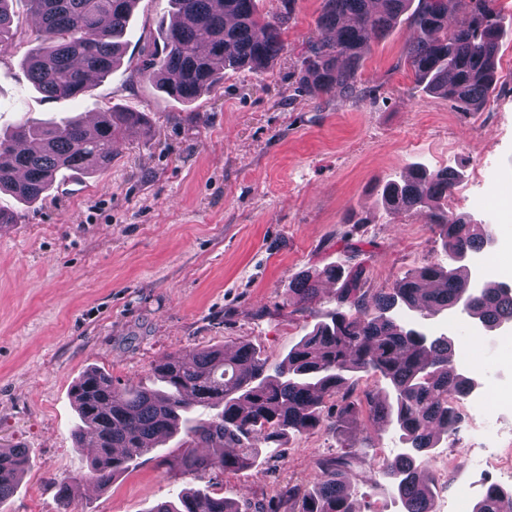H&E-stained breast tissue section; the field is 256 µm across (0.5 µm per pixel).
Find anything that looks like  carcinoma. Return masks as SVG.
<instances>
[{
  "instance_id": "1",
  "label": "carcinoma",
  "mask_w": 512,
  "mask_h": 512,
  "mask_svg": "<svg viewBox=\"0 0 512 512\" xmlns=\"http://www.w3.org/2000/svg\"><path fill=\"white\" fill-rule=\"evenodd\" d=\"M13 0H0V51L36 42L26 55L28 77L46 98H77L107 77L120 62L121 41L138 0H24L35 19L34 36L14 25ZM296 0H281L278 12L256 15L255 0H170L176 23L162 42L144 48L148 77L168 96L192 102L210 90L226 69L262 70L285 49L283 33ZM497 0H324L318 27L332 38H312L300 62L303 86L313 98L338 91L357 96L359 71L371 40L403 15L417 32L404 62L430 94L447 97L469 111L480 110L496 82L501 41ZM138 112L108 109L91 125L79 119L43 125L27 121L7 139L0 137V190L17 200L45 197L59 171L88 173L112 165L114 142L140 122ZM22 172L21 179L15 173ZM460 180L453 168L416 165L408 178L382 188L387 212L416 211L435 227L448 263L440 261L406 273L389 291L370 292L361 268L327 267L324 277L341 283L336 308L320 320L281 361L272 363L251 345L234 355L212 348L171 357L153 367L165 390L112 385L97 369L73 386L81 425L76 444L94 437L91 478L101 487L152 453L158 439L182 432L187 443L210 449L175 456L169 467L198 476L213 469L238 472L258 462L264 446L292 432L314 430L329 421L326 401L339 395L347 376L373 372L386 380L388 396L364 391L341 398L332 425L341 430L358 419H388L405 448L384 462L378 474L400 501L402 512H434L428 482L418 464L457 429L465 400L482 387L476 370L458 367L448 336L435 335L427 321L452 314L464 304L480 330L512 325V283L496 276L473 290L467 257L492 247L483 225L438 207ZM318 292V276L299 275L288 285V301L307 311ZM317 464L312 487L293 486L270 512H357L346 469L352 452ZM29 466L26 449L0 448V503L14 491ZM512 492L491 485L474 512H501ZM180 507L168 503L150 512H239L233 502L206 492H186Z\"/></svg>"
}]
</instances>
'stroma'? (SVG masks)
Returning <instances> with one entry per match:
<instances>
[{"mask_svg":"<svg viewBox=\"0 0 512 512\" xmlns=\"http://www.w3.org/2000/svg\"><path fill=\"white\" fill-rule=\"evenodd\" d=\"M322 2L296 0L288 48L270 67L226 70L190 104L130 77L143 66V44L171 22L169 0H139L121 65L77 99L45 98L26 74L24 50L0 53V134L110 108L148 119L115 143L111 167L81 185L63 171L36 203L0 193V207L20 216L0 233V445L26 448L31 460L0 512H58L64 481L70 512H150L195 489L241 512H266L281 490L311 486L317 461L341 450L342 435L327 425L271 446L247 470L200 479L168 468L166 456L181 444L175 437L100 487L87 467L91 445L76 447L71 437L79 423L73 386L95 368L118 388H153L157 362L241 343L282 360L316 312L336 305L339 286L325 278L312 311L288 304V285L303 271L360 266L369 288L387 291L443 258L422 217L381 206L383 185L414 164L460 171L441 208L484 224L494 254L512 266V208L487 205L512 187V0H498L505 31L497 82L476 112L417 85L402 58L415 38L406 20L372 42L356 97L311 98L300 87L299 58L320 33ZM442 327L455 361L479 369L485 384L512 389L501 331L476 337L463 319ZM485 416L486 429L464 403L455 433L434 449L426 473L435 479V512H472L499 483L491 458L512 443V406ZM351 435L358 512H401L376 472L400 453L399 431L379 421L354 425Z\"/></svg>","mask_w":512,"mask_h":512,"instance_id":"35a3bbf8","label":"stroma"}]
</instances>
